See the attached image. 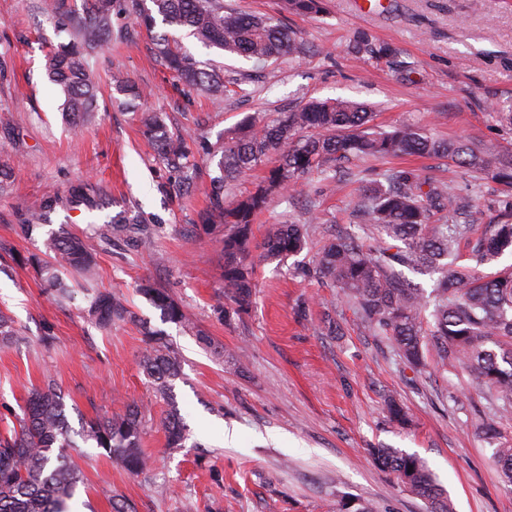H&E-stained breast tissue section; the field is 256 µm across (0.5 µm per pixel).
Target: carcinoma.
Returning <instances> with one entry per match:
<instances>
[{"instance_id": "carcinoma-1", "label": "carcinoma", "mask_w": 512, "mask_h": 512, "mask_svg": "<svg viewBox=\"0 0 512 512\" xmlns=\"http://www.w3.org/2000/svg\"><path fill=\"white\" fill-rule=\"evenodd\" d=\"M324 0H283L286 11L299 15L323 12ZM47 10L58 18L63 35L48 58L50 81L64 96L62 112L72 130L79 131L93 117L96 89L90 78L94 51L112 40V19L120 12L135 15L136 22L154 34L153 44L161 62L184 87L213 96L224 92V70L202 66L195 57L178 49L157 24L186 31L203 47L265 64L284 56L301 54L304 46L296 33L272 17H258L224 9V0H86L81 12L64 9V0H47ZM357 56L390 55L366 36L350 46ZM114 91L132 103L145 98L143 89L124 77L113 79ZM371 113L352 101L312 100L261 125L247 120L224 132V141L212 147L220 155L218 173L210 178L209 206L201 222L228 227L224 234V296L247 308L253 294V266L249 244L257 213L267 207L275 191L293 190L300 178L313 170L336 173L352 159H385L402 155H435L450 159L479 179L485 173L504 186L501 215L505 221L488 224L476 237L472 255L479 265L512 253V159L494 162L479 146L463 140H442L419 127L401 125L389 131H368ZM144 134L158 159L179 172L178 192L190 191V175L181 160L190 155L194 137L172 133L164 117L146 112ZM275 156L263 184L240 196L228 197V189L242 174ZM351 204L352 216L366 226V240L339 231L324 246L315 273L329 279L355 314L375 336L389 340L398 356L418 372L426 367V355L442 367L468 372L469 385L486 395L500 415L512 414V270L479 275L478 270L450 261L459 242L474 234L466 220L470 203L451 186L421 176L415 169L393 168L383 179H357ZM103 189L85 180L63 196L43 197L18 215L22 232L32 234L49 224L50 214L80 207L93 209ZM129 219H113L94 230L106 244L123 236ZM305 232L300 224H272L268 228L262 258L277 259L300 253ZM44 260H36L44 281L56 298L69 297L62 275L75 271L88 277L96 266L94 253L84 241L64 228L47 232ZM439 274L431 294L416 287L405 271ZM139 291L175 324L186 323L181 308L162 288L145 279ZM432 324L423 328L428 307ZM89 319L103 329L136 321L121 299L108 291L92 290ZM18 336L14 321L0 313V344ZM146 344L140 367L157 393H170L171 381L181 373V357L163 333L143 327ZM389 417L399 425L409 422L407 410L396 400H386ZM142 411L133 406L122 414L90 421L74 433L55 379L44 376L33 388L17 425L0 435V512H67L83 481L74 461L75 437L92 440L130 473L146 466L141 450ZM163 427L171 448L184 447L187 426L177 411H170ZM478 427L501 440L495 463L503 481L512 487V443L503 440L494 420ZM374 465L395 475L398 482L431 505V512H450L427 463L394 448H373Z\"/></svg>"}]
</instances>
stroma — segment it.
I'll use <instances>...</instances> for the list:
<instances>
[{
	"mask_svg": "<svg viewBox=\"0 0 512 512\" xmlns=\"http://www.w3.org/2000/svg\"><path fill=\"white\" fill-rule=\"evenodd\" d=\"M379 16L357 14L351 0H325L323 13L289 14L282 0H224L225 7L283 18L307 46L306 55L265 67L223 57L192 39L183 46L202 62L224 66V79L242 94L210 101L173 88L147 32L128 14L113 18L111 42L94 60L95 116L73 134L62 115L63 95L46 73L59 36L42 0H0V166L12 170L0 192V310L20 335L0 347V415L21 414L32 388L52 375L73 429L138 405L145 428L141 448L150 464L129 473L95 442L76 463L84 484L74 512H111L124 496L137 512H338L347 498L378 512H427L425 501L377 468L368 451L402 450L422 458L454 512H512V488L493 462L496 440L476 428L493 407L468 387L459 369L407 368L388 342L371 335L328 279L314 270L336 229L350 226L353 186L305 175L297 191L272 195L253 226L256 288L247 312L224 317L222 229L199 224L216 160L196 154L194 188L179 196L169 172L141 133L140 111L126 108L112 88L120 73L147 91L145 108L166 113L170 129L217 142L245 116L261 120L314 98L367 104L375 128L402 124L442 139L463 138L512 151V124L496 104L512 101V0H383ZM391 46L400 60L358 58L348 51L358 35ZM364 173L413 167L476 196L477 227L496 223L503 187L473 181L465 169L438 157L367 159ZM103 187V208L52 214V229L82 235L122 211L137 222L116 245L98 239L94 285L123 298L136 322L104 331L85 315L86 291L57 301L31 255L40 237L26 236L17 214L33 201L65 193L81 180ZM317 212L319 223L308 221ZM306 225L298 255L261 260L268 225ZM150 233L153 249L140 246ZM165 289L188 327L163 321L138 293L141 280ZM336 332H329V325ZM164 330L182 358L173 401L163 400L139 359L142 328ZM203 331L227 356L199 344ZM412 417L403 428L389 420L385 397ZM177 409L189 429L185 447L169 448L161 421Z\"/></svg>",
	"mask_w": 512,
	"mask_h": 512,
	"instance_id": "1",
	"label": "stroma"
}]
</instances>
